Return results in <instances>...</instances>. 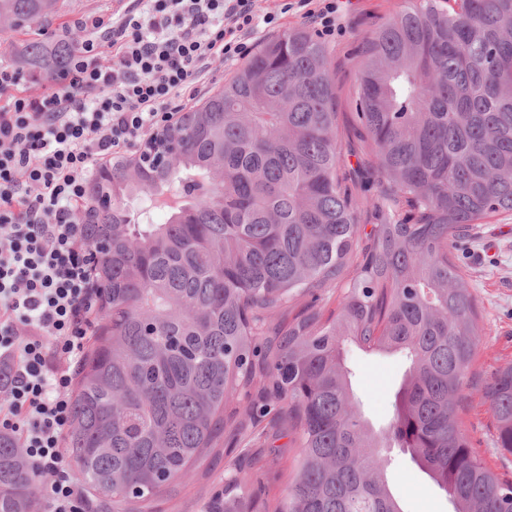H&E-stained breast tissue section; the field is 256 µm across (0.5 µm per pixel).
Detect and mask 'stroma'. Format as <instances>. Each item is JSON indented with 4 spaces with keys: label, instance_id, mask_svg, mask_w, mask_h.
<instances>
[{
    "label": "stroma",
    "instance_id": "1",
    "mask_svg": "<svg viewBox=\"0 0 512 512\" xmlns=\"http://www.w3.org/2000/svg\"><path fill=\"white\" fill-rule=\"evenodd\" d=\"M113 0H61L60 12L41 32L53 39L65 32H78L80 20L108 14ZM403 0H342L338 22L342 28L328 41L332 76L336 85V110L340 132L342 168L366 185L369 202L379 192L375 174L361 165L364 140L350 123L352 96L361 60L363 33L388 21ZM456 252L475 298L482 327L475 357L464 380V398L458 424L486 467L499 479L512 481V453L497 448L496 421L483 392L500 368L512 364V211L493 215L484 223L461 233ZM346 363L353 370L354 389L363 404L366 419L381 429L394 412V396L406 360L398 354L367 353L354 345L345 347ZM300 450L282 423L265 419L240 435L231 455L209 458L201 469L178 481L172 495L161 497L157 512H214L224 501V487L232 467L249 472L242 493L252 512H272L283 498L295 470ZM388 475L403 498L405 512H451L444 493L408 456L395 454Z\"/></svg>",
    "mask_w": 512,
    "mask_h": 512
}]
</instances>
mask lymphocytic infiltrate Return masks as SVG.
Here are the masks:
<instances>
[{"instance_id":"lymphocytic-infiltrate-1","label":"lymphocytic infiltrate","mask_w":512,"mask_h":512,"mask_svg":"<svg viewBox=\"0 0 512 512\" xmlns=\"http://www.w3.org/2000/svg\"><path fill=\"white\" fill-rule=\"evenodd\" d=\"M294 9L320 37L338 34V0H281L276 14L257 0H135L121 18L84 22L59 87L0 106V434L48 476L50 512L89 507L63 452L100 296L81 222L87 185L105 160L171 126L214 60L245 59L258 28Z\"/></svg>"}]
</instances>
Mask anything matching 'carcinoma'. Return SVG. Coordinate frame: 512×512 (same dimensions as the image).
<instances>
[{
  "label": "carcinoma",
  "instance_id": "cac0c4a2",
  "mask_svg": "<svg viewBox=\"0 0 512 512\" xmlns=\"http://www.w3.org/2000/svg\"><path fill=\"white\" fill-rule=\"evenodd\" d=\"M58 9L0 0V34ZM78 43L68 33L16 50L54 75ZM362 43L355 116L380 187L369 233L367 200L340 166L329 52L304 28L264 43L145 153L91 180L83 221L101 299L66 448L78 485L111 512H150L222 436L285 414L302 452L274 512H404L386 448L409 455L454 512H512V483L457 423L480 327L453 253L466 225L512 211V0H405ZM174 143L169 164L152 166ZM172 190L163 224H138L126 207ZM335 289L325 321L319 303ZM304 297L274 344L261 343L265 321ZM348 343L408 361L379 431L356 401ZM253 390L261 399L237 408ZM485 399L512 453L511 365ZM35 484L0 436V512H31Z\"/></svg>",
  "mask_w": 512,
  "mask_h": 512
}]
</instances>
